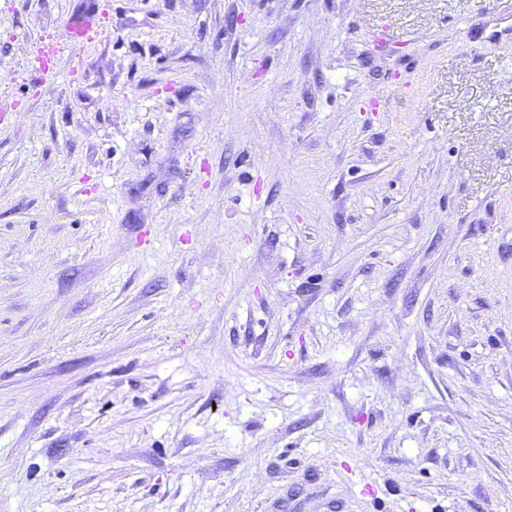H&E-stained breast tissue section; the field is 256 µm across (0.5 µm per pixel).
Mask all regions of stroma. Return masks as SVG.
I'll return each mask as SVG.
<instances>
[{
    "label": "stroma",
    "mask_w": 512,
    "mask_h": 512,
    "mask_svg": "<svg viewBox=\"0 0 512 512\" xmlns=\"http://www.w3.org/2000/svg\"><path fill=\"white\" fill-rule=\"evenodd\" d=\"M0 512H512V0H0Z\"/></svg>",
    "instance_id": "1"
}]
</instances>
